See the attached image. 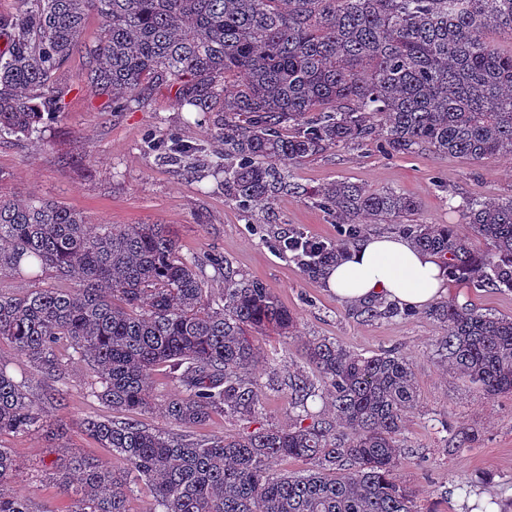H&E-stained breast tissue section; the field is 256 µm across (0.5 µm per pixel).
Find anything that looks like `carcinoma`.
Returning <instances> with one entry per match:
<instances>
[{
    "mask_svg": "<svg viewBox=\"0 0 512 512\" xmlns=\"http://www.w3.org/2000/svg\"><path fill=\"white\" fill-rule=\"evenodd\" d=\"M0 12V137H38L65 108L57 73L84 50L86 83L125 112L157 85L175 89L179 109L213 112L224 152L147 137L145 147L190 173L224 175V197L244 213L269 210L291 165L343 145L374 143L388 154L416 148L476 162L512 158V52L483 33L512 37V0H17ZM102 19L82 42L89 12ZM313 196L345 225L320 258V274L354 244L360 225L402 224L415 245L438 256L451 280L512 289V197L473 199L465 223L491 245L474 252L447 224L412 223L417 201L345 180ZM27 266H22V261ZM220 296L198 264L180 255L165 224H90L62 203L0 199V278L36 283L52 273L73 288H0V343L36 371L64 379L70 363L89 370L88 393L122 421L89 417L81 427L126 465L127 477L70 455L57 478L74 487L69 512H128L131 485L152 493L147 512H417L420 490L397 479L399 435L419 394L400 352L363 356L326 338L306 344L332 418L297 415L286 428L262 425L205 443L144 426L134 414L162 413L182 426L215 415L254 422L261 394L254 333L295 332V317L262 282L219 259ZM441 361L496 396L512 392V319L437 304ZM164 369L177 393L160 399L152 373ZM291 408L314 384L291 385ZM50 410L0 363V436L26 433ZM448 454L475 433L452 430ZM284 458L303 473L272 472ZM17 471L0 445V512H33L6 484Z\"/></svg>",
    "mask_w": 512,
    "mask_h": 512,
    "instance_id": "carcinoma-1",
    "label": "carcinoma"
}]
</instances>
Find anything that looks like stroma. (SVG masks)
<instances>
[{
  "label": "stroma",
  "instance_id": "1",
  "mask_svg": "<svg viewBox=\"0 0 512 512\" xmlns=\"http://www.w3.org/2000/svg\"><path fill=\"white\" fill-rule=\"evenodd\" d=\"M85 59L74 53L58 74L69 93L57 120L42 140L0 137V197L51 199L81 213L92 224L168 225L181 255L199 261L201 275L213 293L224 276L210 263L220 256L246 277L261 281L297 318V333L256 338L263 361L254 378L268 394L257 423L288 426L295 415L288 406L290 374L313 376L304 345L327 338L364 355L395 349L413 368L419 401L406 417L403 442L408 448L397 477L420 489L419 512H463L468 497L489 501V512L512 502V393L483 395L455 371L441 366L435 340L439 325L427 312L407 317L370 318L360 307L336 299L320 279L309 278L282 254L274 242L300 231L321 240L336 239L334 217L304 192L345 179L371 188L394 189L414 197L420 221L450 224L470 236L475 251L485 240L465 224L462 207L474 197L512 196V160L475 162L425 150L387 155L376 146L339 147L290 168L298 193L282 192L273 205L275 223L251 224L224 197L223 180L197 176L162 163L144 145L148 133L176 134L180 141L219 147L213 121L195 123L193 113L177 110L174 92L156 86L139 108L102 111V98L85 86ZM448 297L463 305L512 318V290L480 288L452 282ZM67 391L53 407L50 420L63 424L70 450L123 473L122 461L88 438L80 424L89 416H111V409L88 394V370L73 361L65 374ZM142 423L192 441L245 432V422L216 416L200 426H179L158 415ZM464 425L478 434L471 448L444 451L449 427ZM0 445L12 449L20 467L12 490L32 503L36 512H67L69 496L53 472L60 454L43 434H9Z\"/></svg>",
  "mask_w": 512,
  "mask_h": 512
}]
</instances>
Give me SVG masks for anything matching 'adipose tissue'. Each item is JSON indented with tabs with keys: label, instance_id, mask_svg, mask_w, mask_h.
Masks as SVG:
<instances>
[{
	"label": "adipose tissue",
	"instance_id": "obj_1",
	"mask_svg": "<svg viewBox=\"0 0 512 512\" xmlns=\"http://www.w3.org/2000/svg\"><path fill=\"white\" fill-rule=\"evenodd\" d=\"M322 280L347 304L374 301L419 311L448 293V278L435 256L402 235H374L352 247Z\"/></svg>",
	"mask_w": 512,
	"mask_h": 512
}]
</instances>
